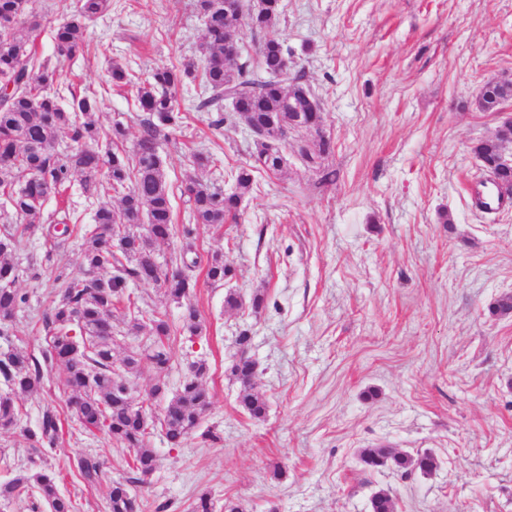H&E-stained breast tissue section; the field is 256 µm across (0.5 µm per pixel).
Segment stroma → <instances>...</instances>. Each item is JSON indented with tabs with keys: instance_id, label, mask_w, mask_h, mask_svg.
Listing matches in <instances>:
<instances>
[{
	"instance_id": "1",
	"label": "stroma",
	"mask_w": 512,
	"mask_h": 512,
	"mask_svg": "<svg viewBox=\"0 0 512 512\" xmlns=\"http://www.w3.org/2000/svg\"><path fill=\"white\" fill-rule=\"evenodd\" d=\"M78 0H37L43 26L38 59L63 64L76 90L103 97V131L122 124L125 150L141 135L143 112L131 88L108 80V63L139 78L155 68L200 63L203 22L195 0H112L86 32L84 56L60 62L54 29L61 7ZM275 33L304 70L324 110L333 142L318 173L296 154L277 174H255L237 220L197 225L200 258L222 251L233 276L211 284L197 270L192 301L201 336L182 331L178 304L157 285L135 282L142 310L165 315L172 361L166 373L141 363L133 377L138 405L155 413L156 383L178 387L192 362L208 366L211 406L202 427L169 447L161 430L148 445L157 467L137 488L144 512H190L209 493L213 512L228 500L245 512H371L378 491L396 512H512V315L490 306L512 294V209L487 214L466 192L481 180L471 144L512 115L482 112L476 97L490 79H512V0H283ZM198 83L177 93L179 128L160 140V155L176 222H188L184 185L200 178L227 188L225 174L251 164L254 143L234 116L195 110ZM217 165L195 170L192 152ZM110 185L84 193L72 180L44 204L45 215L70 210L72 232L60 245L41 231L26 234L12 259L28 301L0 352L38 353L51 285L34 272L81 274L84 233L96 208L116 202ZM244 304L224 305L228 292ZM262 294L253 311L249 300ZM249 332L255 389L267 401L257 420L238 404L231 375L235 339ZM64 374L54 370L43 391L21 397L17 430L0 433V482L28 464L23 432L36 428L44 404L62 400ZM431 453V474L366 469L365 448ZM82 453L105 462L106 483L61 482L76 512H106L107 483L125 476L124 448L63 419V435L46 458L66 465Z\"/></svg>"
}]
</instances>
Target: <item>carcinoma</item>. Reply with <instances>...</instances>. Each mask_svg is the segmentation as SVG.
Here are the masks:
<instances>
[{"mask_svg":"<svg viewBox=\"0 0 512 512\" xmlns=\"http://www.w3.org/2000/svg\"><path fill=\"white\" fill-rule=\"evenodd\" d=\"M79 3L78 9L66 15L55 29L56 52L63 59L84 53L88 25L110 6V0ZM195 7L203 19L198 48L204 97L198 108L223 112L229 106L255 131L252 164L232 174L231 191L226 193L196 180L185 185L183 195L190 220L220 225L237 217L244 196L252 188L254 173L283 169L285 160L273 143L292 130H302L313 119L310 100L315 95L304 72L294 68L288 50L276 37L262 42L258 71L241 61V48L233 36L240 20L247 19L258 33L269 32L280 20V0H262L244 12L224 8V0H196ZM41 22L34 0H0V196L7 200L5 210H0V220L17 228L0 235V336L8 335L15 315L28 301L15 288L19 268L8 256L20 247L23 235L43 223L47 197L65 190L75 175L87 191L104 176L119 196V206L97 208L83 250L86 271L111 270L102 283L52 269L35 274L52 283V305L45 317L49 336L38 356L18 350L0 353V379L6 386V391L0 393V431L17 426L18 396L41 388L45 375L54 368L63 369L68 388L66 410L83 431L116 442L131 458L128 476L109 486L108 512H143L142 500L131 486L144 483L155 469L153 450L146 446L154 424L134 403L132 375L144 360L159 373L168 370L170 325L159 313L143 312L127 288L133 280L160 284L164 295L183 308V332L191 338L202 334L200 314L191 301L197 286L194 269L200 260H185V254L193 250L192 229H183L181 267L165 270L153 257V245L167 242L176 234L159 135L164 129L180 127L176 91L185 80L196 78V68L193 64L157 68L148 79L139 81L120 63H111L110 81L135 88L139 110L146 114L133 150L115 151L112 144L125 137V129L117 124L111 132H102L96 119L102 104L98 94L90 90L82 95L61 94L60 87L69 86L68 73L36 58L34 36ZM509 100L512 81L490 80L484 83L477 106L483 112H497ZM61 135L72 142L71 150L64 155L55 148ZM102 138L106 144L99 147ZM509 143L512 124L503 123L476 142L472 152L500 197L511 199L512 166L501 162ZM296 148L300 159L320 173V182L335 180L336 171L324 164L332 152L331 140L322 137L314 145L299 140ZM142 225L146 226L144 234L139 232ZM231 276L223 253L214 252L207 260V279L222 285ZM121 308L129 314L126 332L145 336V342L129 351L122 361L124 371L118 372L113 361V319ZM250 342L251 336L245 331L237 337L239 357L231 374L239 383V408L261 419L267 404L254 391L256 364L248 355ZM207 370L205 361H194L189 377L175 391H169L163 383L152 388V396L164 400L159 424L172 448L183 446L200 428L211 406L203 383ZM62 426V413L55 401L46 403L37 430L25 433L30 466L0 483V502L31 499L34 509L40 501L49 512H75L72 498L59 490V472L45 459V452L60 442ZM360 460L370 470L392 467L406 474H427L435 467V459L428 452L412 456L392 448H365ZM68 468L76 472L85 487L96 486L105 478V462L94 455H79ZM370 505L371 512H395L392 497L383 491L372 496Z\"/></svg>","mask_w":512,"mask_h":512,"instance_id":"obj_1","label":"carcinoma"}]
</instances>
